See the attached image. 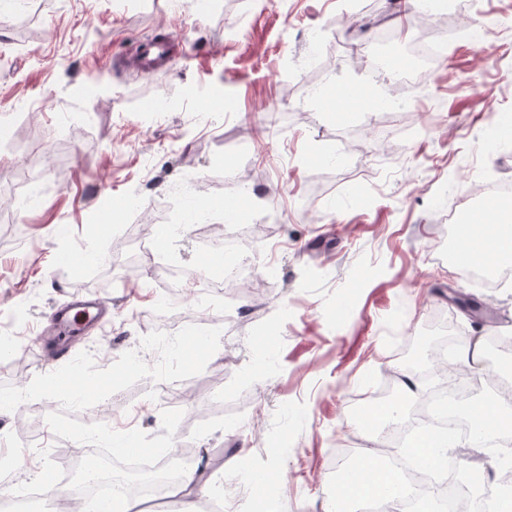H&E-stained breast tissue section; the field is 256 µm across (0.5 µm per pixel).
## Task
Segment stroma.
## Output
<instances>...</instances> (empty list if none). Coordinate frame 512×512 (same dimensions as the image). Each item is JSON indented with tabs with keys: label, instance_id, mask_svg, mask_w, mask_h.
<instances>
[{
	"label": "stroma",
	"instance_id": "35a3bbf8",
	"mask_svg": "<svg viewBox=\"0 0 512 512\" xmlns=\"http://www.w3.org/2000/svg\"><path fill=\"white\" fill-rule=\"evenodd\" d=\"M452 40L385 111L335 85L372 81L368 25L387 56L424 27L410 0H5L0 5V498L59 457L140 441L187 454L220 490L173 512H323L343 458L374 437L350 418L418 333L444 313L458 336H512V286L490 290L432 249L449 205L478 209L479 172L512 179V0H459ZM172 32L187 56L141 77L118 60ZM164 100L158 116L146 108ZM139 196V210L126 208ZM169 226L160 259L184 275L164 333L162 285L135 251ZM225 225L261 283L211 293L204 258ZM79 269H71L73 258ZM74 293L110 301L65 366L36 336ZM218 347L182 352L201 330ZM96 378L94 399L59 395L62 370ZM278 489L258 497L257 480Z\"/></svg>",
	"mask_w": 512,
	"mask_h": 512
}]
</instances>
